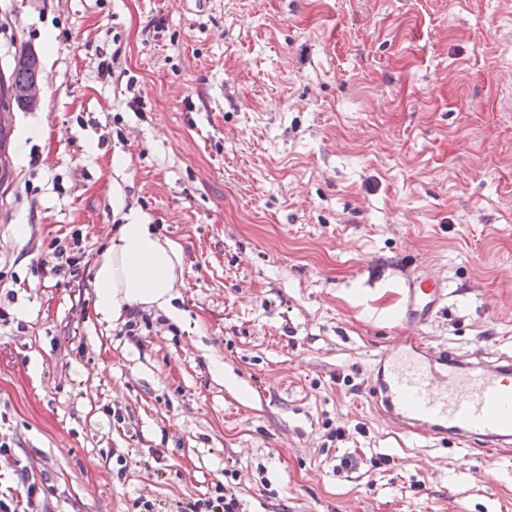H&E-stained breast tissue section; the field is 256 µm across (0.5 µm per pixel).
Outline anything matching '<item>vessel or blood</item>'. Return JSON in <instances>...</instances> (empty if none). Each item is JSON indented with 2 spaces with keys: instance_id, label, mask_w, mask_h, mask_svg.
Wrapping results in <instances>:
<instances>
[{
  "instance_id": "obj_1",
  "label": "vessel or blood",
  "mask_w": 512,
  "mask_h": 512,
  "mask_svg": "<svg viewBox=\"0 0 512 512\" xmlns=\"http://www.w3.org/2000/svg\"><path fill=\"white\" fill-rule=\"evenodd\" d=\"M398 323L428 325L447 292L428 276L401 286ZM369 396L402 432L499 451L512 446V357L468 362L424 337H393L377 356Z\"/></svg>"
}]
</instances>
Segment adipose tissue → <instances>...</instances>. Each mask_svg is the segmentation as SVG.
<instances>
[{
	"label": "adipose tissue",
	"mask_w": 512,
	"mask_h": 512,
	"mask_svg": "<svg viewBox=\"0 0 512 512\" xmlns=\"http://www.w3.org/2000/svg\"><path fill=\"white\" fill-rule=\"evenodd\" d=\"M183 255L153 225H119L98 260L92 288L103 318H118L124 308L147 305L171 314Z\"/></svg>",
	"instance_id": "ef3b65f1"
}]
</instances>
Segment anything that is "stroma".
<instances>
[{
  "instance_id": "35a3bbf8",
  "label": "stroma",
  "mask_w": 512,
  "mask_h": 512,
  "mask_svg": "<svg viewBox=\"0 0 512 512\" xmlns=\"http://www.w3.org/2000/svg\"><path fill=\"white\" fill-rule=\"evenodd\" d=\"M24 51L43 92L0 187V491L512 512V449L436 445L368 397L412 275L450 294L434 347L512 355V0H0V68ZM129 218L180 247V318L99 314ZM75 234L87 262L57 280ZM79 241L74 240L72 244L58 242L57 240L51 244L52 254L57 262L52 265L50 268V272L56 276H62L65 278L67 272L71 277H76L79 272L78 265L81 263V259L84 257V252L80 249H75L78 247ZM73 246V247H72ZM76 250V254H74ZM80 254L81 256H77Z\"/></svg>"
}]
</instances>
